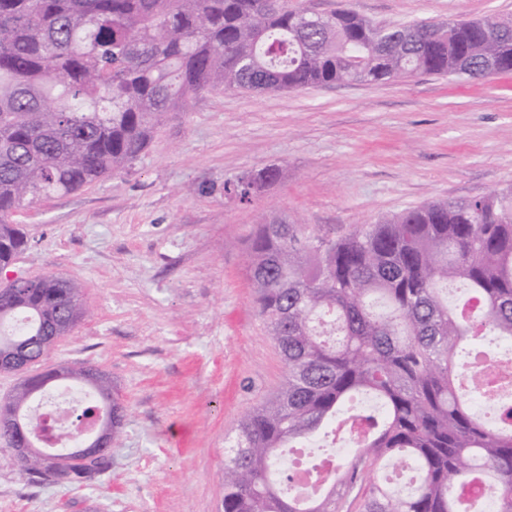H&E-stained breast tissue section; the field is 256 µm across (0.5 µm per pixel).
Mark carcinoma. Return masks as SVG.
<instances>
[{
    "instance_id": "obj_1",
    "label": "carcinoma",
    "mask_w": 512,
    "mask_h": 512,
    "mask_svg": "<svg viewBox=\"0 0 512 512\" xmlns=\"http://www.w3.org/2000/svg\"><path fill=\"white\" fill-rule=\"evenodd\" d=\"M281 0H0V270L28 237L11 217L54 194L131 168L170 112L203 92L297 91L381 83L419 73L454 78L512 72V20L413 21L387 31L350 10L311 19ZM251 175L224 191L250 200ZM245 275L286 368L276 395L249 410L225 445L224 512H483L465 489L494 488L512 512V408L498 425L475 407L485 382L467 370L512 345V190L434 201L336 238L300 224H258ZM468 288L473 316L443 294ZM84 315L79 285L43 276L0 292V351L37 346L61 318ZM35 374L0 412L42 416ZM75 421L110 397L103 377ZM372 398L381 419L346 411ZM353 452L313 490L273 467L285 448L351 422ZM110 455L65 469L32 457L40 483L88 484Z\"/></svg>"
}]
</instances>
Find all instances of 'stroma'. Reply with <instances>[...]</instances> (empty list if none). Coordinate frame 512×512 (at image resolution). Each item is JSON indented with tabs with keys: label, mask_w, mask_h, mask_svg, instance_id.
Returning <instances> with one entry per match:
<instances>
[{
	"label": "stroma",
	"mask_w": 512,
	"mask_h": 512,
	"mask_svg": "<svg viewBox=\"0 0 512 512\" xmlns=\"http://www.w3.org/2000/svg\"><path fill=\"white\" fill-rule=\"evenodd\" d=\"M284 2L377 24L512 18V0ZM268 167L251 200L225 193ZM510 187L512 74L229 90L169 113L131 171L13 216L29 238L15 274L73 279L87 310L37 372L101 369L125 418L89 485L29 482L0 440V512H223L225 441L286 374L244 276L254 225L341 236Z\"/></svg>",
	"instance_id": "obj_1"
}]
</instances>
